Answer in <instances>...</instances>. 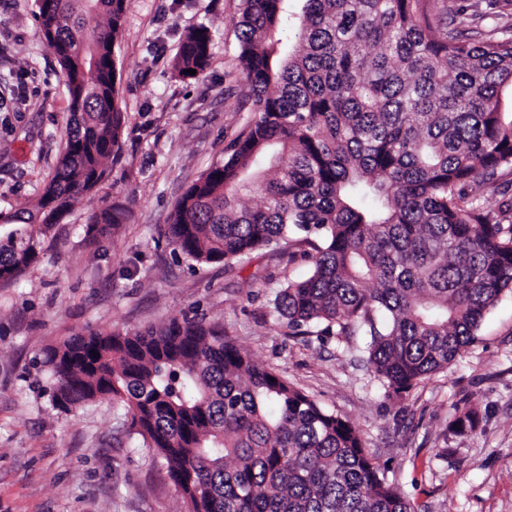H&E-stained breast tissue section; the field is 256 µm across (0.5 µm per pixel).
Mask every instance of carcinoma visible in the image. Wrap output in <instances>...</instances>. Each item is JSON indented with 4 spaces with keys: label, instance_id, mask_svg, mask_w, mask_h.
I'll use <instances>...</instances> for the list:
<instances>
[{
    "label": "carcinoma",
    "instance_id": "obj_1",
    "mask_svg": "<svg viewBox=\"0 0 512 512\" xmlns=\"http://www.w3.org/2000/svg\"><path fill=\"white\" fill-rule=\"evenodd\" d=\"M66 78L64 146L32 210L0 213V276L38 257L45 234L106 176L122 112L113 50L126 0H37ZM241 0L238 61L249 132L178 199L165 236L198 264L280 243L311 246L278 317L364 334L366 363L400 395L474 342L512 292V35L473 36L438 0ZM296 22L295 41L281 28ZM211 38L182 42L179 75L204 72ZM498 197L491 209L483 194ZM257 196L252 208L241 204ZM128 219L86 217L100 236ZM97 355H92V352ZM51 403L110 399L167 463L188 512H413L379 476L357 429L224 336L174 319L90 331L47 348Z\"/></svg>",
    "mask_w": 512,
    "mask_h": 512
}]
</instances>
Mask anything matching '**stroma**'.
I'll return each mask as SVG.
<instances>
[{
    "mask_svg": "<svg viewBox=\"0 0 512 512\" xmlns=\"http://www.w3.org/2000/svg\"><path fill=\"white\" fill-rule=\"evenodd\" d=\"M486 32L512 24L504 0H442ZM36 0H0V210L33 208L63 144L69 97ZM240 0H127L115 47L123 125L106 179L0 281V512H186L163 460L130 432L124 407H53L43 350L88 331H137L198 315L324 408L349 420L380 473L416 512H512V293L475 341L409 392L386 393L361 359L365 336L300 335L278 321L280 284L304 278L303 250L200 265L163 235L185 188L254 121L240 97ZM211 35L207 70L179 77L190 30ZM125 224L92 239L90 209ZM475 412L474 430L455 420Z\"/></svg>",
    "mask_w": 512,
    "mask_h": 512,
    "instance_id": "35a3bbf8",
    "label": "stroma"
}]
</instances>
